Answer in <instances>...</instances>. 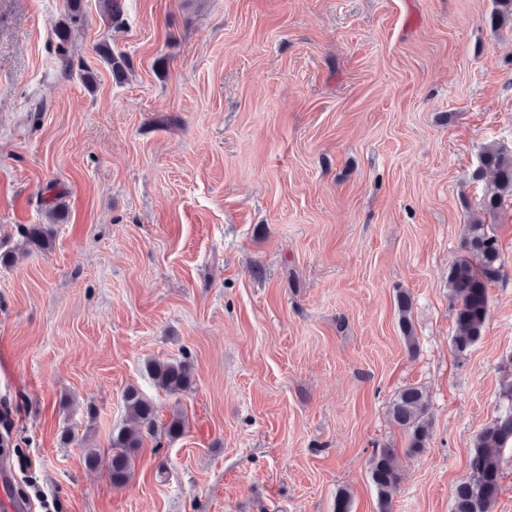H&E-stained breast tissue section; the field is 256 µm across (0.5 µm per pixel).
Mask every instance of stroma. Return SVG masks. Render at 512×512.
<instances>
[{
  "mask_svg": "<svg viewBox=\"0 0 512 512\" xmlns=\"http://www.w3.org/2000/svg\"><path fill=\"white\" fill-rule=\"evenodd\" d=\"M0 0V438L31 512H377L374 451L401 472L393 512H451L475 435L512 386V197L485 218L504 276L466 360L448 269L512 153V27L495 0ZM125 53L113 75L100 44ZM95 74L93 87L81 79ZM56 182L68 219L22 247ZM413 298L415 348L397 291ZM189 355L192 388L147 360ZM138 387L174 441L146 438L130 482L88 470ZM407 386L432 436L410 458L390 417ZM72 439L63 442V431ZM67 22H64L55 33L56 45L55 54L62 72L67 73L72 70L74 60L70 54L71 41L74 30L83 25L84 11L82 0H68ZM480 165L472 173L474 181L483 179L485 173L494 176L493 188L482 200V213L494 215L506 197H512V154H506L495 147H485L479 156ZM396 305L399 316V326L403 334V338L409 348L416 346V336L411 321V312L413 307L412 296L403 290L396 293ZM145 370L154 386L169 395L187 391L194 381V368L187 356L166 361L150 360Z\"/></svg>",
  "mask_w": 512,
  "mask_h": 512,
  "instance_id": "35a3bbf8",
  "label": "stroma"
}]
</instances>
